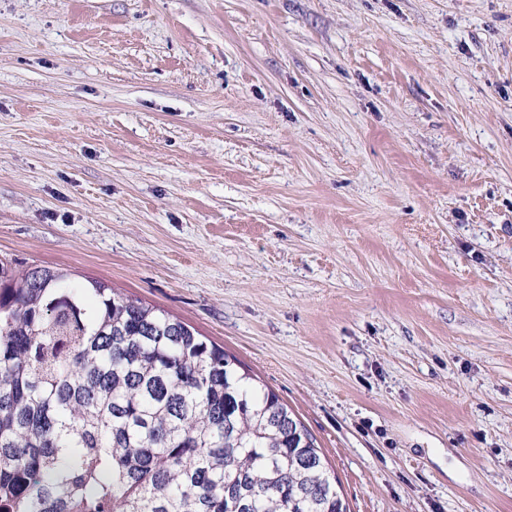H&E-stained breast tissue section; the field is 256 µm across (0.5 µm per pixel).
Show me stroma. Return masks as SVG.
I'll list each match as a JSON object with an SVG mask.
<instances>
[{
	"label": "stroma",
	"instance_id": "obj_1",
	"mask_svg": "<svg viewBox=\"0 0 512 512\" xmlns=\"http://www.w3.org/2000/svg\"><path fill=\"white\" fill-rule=\"evenodd\" d=\"M0 259L222 346L349 512H512V0H0Z\"/></svg>",
	"mask_w": 512,
	"mask_h": 512
}]
</instances>
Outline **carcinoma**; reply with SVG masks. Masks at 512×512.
I'll return each mask as SVG.
<instances>
[{
    "mask_svg": "<svg viewBox=\"0 0 512 512\" xmlns=\"http://www.w3.org/2000/svg\"><path fill=\"white\" fill-rule=\"evenodd\" d=\"M0 512H347L320 448L195 328L0 260Z\"/></svg>",
    "mask_w": 512,
    "mask_h": 512,
    "instance_id": "carcinoma-1",
    "label": "carcinoma"
}]
</instances>
